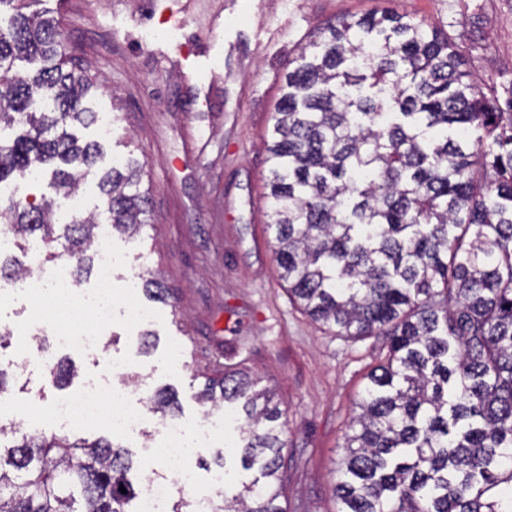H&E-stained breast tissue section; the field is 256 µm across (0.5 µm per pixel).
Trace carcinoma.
Wrapping results in <instances>:
<instances>
[{"instance_id": "1", "label": "carcinoma", "mask_w": 512, "mask_h": 512, "mask_svg": "<svg viewBox=\"0 0 512 512\" xmlns=\"http://www.w3.org/2000/svg\"><path fill=\"white\" fill-rule=\"evenodd\" d=\"M32 0H0V184L51 169L56 195L77 191L101 154L76 124L96 113L57 19ZM25 59L40 67L21 70ZM505 113L468 77L448 35L390 7L323 28L286 76L268 146L269 226L288 293L344 336H381L338 467V512H512V100ZM473 131L472 140L449 132ZM144 163L100 179L108 223H147ZM55 201L0 204V223L91 260L98 218L54 222ZM146 294L167 289L153 276ZM244 374L208 377L217 407L243 402V469L214 512H284L286 412ZM164 391L150 397L163 416ZM128 453L95 441L24 434L0 449V512H133ZM124 487L126 492L119 491Z\"/></svg>"}]
</instances>
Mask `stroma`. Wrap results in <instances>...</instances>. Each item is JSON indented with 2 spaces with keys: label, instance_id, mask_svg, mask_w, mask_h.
I'll list each match as a JSON object with an SVG mask.
<instances>
[{
  "label": "stroma",
  "instance_id": "stroma-1",
  "mask_svg": "<svg viewBox=\"0 0 512 512\" xmlns=\"http://www.w3.org/2000/svg\"><path fill=\"white\" fill-rule=\"evenodd\" d=\"M375 0H39L38 10L59 19L67 46L92 77L87 98L96 122L77 128L81 141H98L103 154L78 192L89 213L101 212L98 181L113 161H144L149 222L140 235H112L124 262L112 272V318L103 350L81 352L56 344L50 331L27 328L31 299L18 289L0 302V328L9 344L0 365L10 368L0 402L25 412L23 421L0 423L22 432L105 438L133 460L135 487L167 478L150 453L159 448V415L142 433L113 432L105 421L68 427L53 422L57 403L84 383L122 384L138 378L139 397L164 390L177 398L172 413L190 429L210 428L204 447L187 460L197 489L216 494V457L229 478L245 476L239 464V405L212 409L197 392L204 374L244 373L270 390L288 423L282 433L288 481L279 503L285 512H337L333 471L344 455L355 402L370 371L384 356L380 339L339 336L312 321L288 294L273 254L265 200L266 142L282 95L284 76L301 49L325 25L371 10ZM398 12L448 33L471 79L512 99V0H389ZM190 17L189 32L216 59L211 96H198L197 80L175 68L165 35H152L139 19L149 10ZM108 134H101V124ZM160 277L171 301L148 298L143 283ZM151 316L130 321V306ZM154 344L142 348V333ZM70 361L76 377L56 385L51 363ZM125 366L113 374V363Z\"/></svg>",
  "mask_w": 512,
  "mask_h": 512
}]
</instances>
